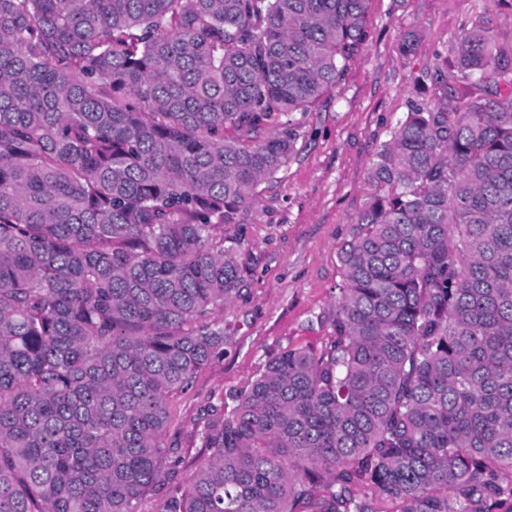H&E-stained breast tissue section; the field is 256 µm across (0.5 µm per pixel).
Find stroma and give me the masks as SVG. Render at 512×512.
<instances>
[{
    "label": "stroma",
    "instance_id": "35a3bbf8",
    "mask_svg": "<svg viewBox=\"0 0 512 512\" xmlns=\"http://www.w3.org/2000/svg\"><path fill=\"white\" fill-rule=\"evenodd\" d=\"M486 13L499 42L512 44L507 0H369V38L339 86L309 112L293 113L295 153L261 184L243 223L224 236L241 242L240 292L216 316L229 338L222 356L171 401V468L139 505L159 512L169 487L189 486L208 454L202 415L213 405L232 410L265 361L290 345L321 346L331 332L342 283L341 247L377 187L368 170L396 122L416 98L415 82L452 52L464 23ZM416 29L413 55L398 49L401 33Z\"/></svg>",
    "mask_w": 512,
    "mask_h": 512
}]
</instances>
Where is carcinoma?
<instances>
[{
  "instance_id": "cac0c4a2",
  "label": "carcinoma",
  "mask_w": 512,
  "mask_h": 512,
  "mask_svg": "<svg viewBox=\"0 0 512 512\" xmlns=\"http://www.w3.org/2000/svg\"><path fill=\"white\" fill-rule=\"evenodd\" d=\"M367 38L368 0H0V512H138L170 398L224 354V225ZM428 81L371 163L327 343L211 410L159 512L512 497V54L480 14Z\"/></svg>"
}]
</instances>
